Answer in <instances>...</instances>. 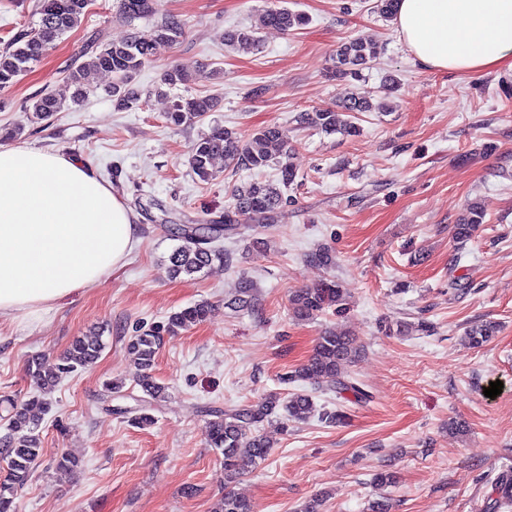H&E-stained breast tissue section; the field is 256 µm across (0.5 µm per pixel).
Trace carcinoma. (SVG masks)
I'll list each match as a JSON object with an SVG mask.
<instances>
[{
  "label": "carcinoma",
  "mask_w": 512,
  "mask_h": 512,
  "mask_svg": "<svg viewBox=\"0 0 512 512\" xmlns=\"http://www.w3.org/2000/svg\"><path fill=\"white\" fill-rule=\"evenodd\" d=\"M89 0H38L39 20L29 30L22 29L0 48V91L17 83L19 77L31 70L42 58L45 47L54 44L67 32L81 24ZM158 10V0H117L116 18L130 22L148 18ZM308 18L286 8H270L261 13L255 23L226 33L225 43L233 48H247L258 41L259 30L276 28L283 32L297 30L306 25ZM186 23L176 15H167L148 33L134 32L119 42H97L84 53V60L69 70L68 81L74 87L70 102H65L47 92L38 97L29 111L40 121L57 112L71 109L83 101L85 90L100 73L112 75L106 92L118 109H132L141 102V95L134 87L136 74L153 62L158 47L175 44L185 36ZM374 56L373 44L363 37L345 43L337 54L338 68L352 71L366 64ZM205 71L193 75L177 65L170 64L161 74V82L169 87L187 85ZM215 98L198 95L178 97L166 113L167 121L175 126L192 124L196 119L212 111ZM372 103L367 98L352 97L340 109L324 108L302 111L297 116L301 125L320 129L326 133H357V127L345 115L351 112H368ZM288 145L282 140L275 126L263 127L243 139L237 132L223 126H215L194 141L187 151L190 171L201 182L213 179L217 164L249 170L273 167L277 182L254 180L237 188L233 203L224 210V223L200 220L201 226L177 228L182 244L167 259V272L176 279L191 276L219 262H226L224 249L214 245L220 234L237 230L244 219L256 218L274 222L277 210L285 203L277 184H288L294 172L288 164ZM484 221L481 207L472 205L460 223L454 225V236L463 244L470 240ZM295 317L302 321H314L333 310L340 315L346 310L344 293L334 283H322L313 288H301L289 298ZM227 306L235 312L252 309V286L247 284L239 294L231 298ZM210 306L203 302L183 308L171 314L165 324L142 330L132 336L127 349L136 365V384L149 401L166 399V387L157 382L153 373L163 334L175 335L203 322ZM497 326L486 321L474 326L467 333L472 345L479 347L495 335ZM103 350L99 336H82L72 340L63 356L48 364L40 358L29 362L27 375L35 392L20 405H11L6 415L8 433L0 445V462L5 464L0 476V512H20L16 503L18 489L33 477L42 454V441L38 432L39 415L47 412L50 396L58 384L73 373L96 363ZM360 346L356 338L341 329H328L319 336L314 351L306 363L281 377L283 383L295 381L325 383V388L337 395L349 391L357 403L367 405L372 395L363 389L350 375L348 366L358 357ZM283 410L288 420L306 421L317 415L328 424L342 418V412L326 411L317 407L312 395L295 392L289 396L269 394L247 404H231L224 410L210 412L213 419L207 424V442L224 458V498L217 512H254L253 505L235 494L230 485L249 474L264 460L271 448L270 442L260 430V425L278 410ZM495 497L485 505V512H507L512 508V471L498 474L493 480Z\"/></svg>",
  "instance_id": "carcinoma-1"
}]
</instances>
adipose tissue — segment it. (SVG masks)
Segmentation results:
<instances>
[{"label": "adipose tissue", "mask_w": 512, "mask_h": 512, "mask_svg": "<svg viewBox=\"0 0 512 512\" xmlns=\"http://www.w3.org/2000/svg\"><path fill=\"white\" fill-rule=\"evenodd\" d=\"M393 20L428 69L512 72V0H397ZM138 241L130 211L80 162L0 149V314L98 283Z\"/></svg>", "instance_id": "1"}]
</instances>
